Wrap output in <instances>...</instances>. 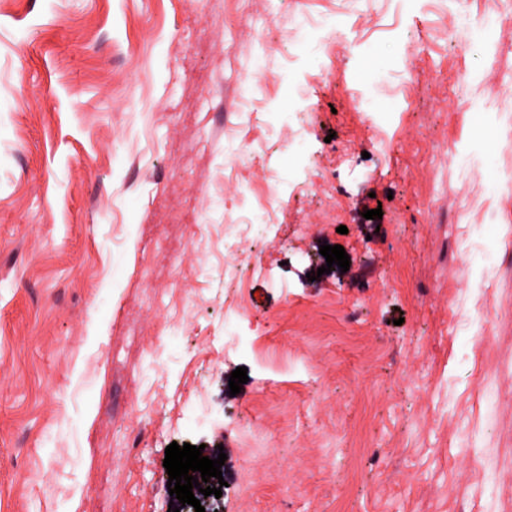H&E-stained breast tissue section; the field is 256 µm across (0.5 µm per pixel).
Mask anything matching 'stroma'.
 I'll list each match as a JSON object with an SVG mask.
<instances>
[{
    "label": "stroma",
    "instance_id": "1",
    "mask_svg": "<svg viewBox=\"0 0 512 512\" xmlns=\"http://www.w3.org/2000/svg\"><path fill=\"white\" fill-rule=\"evenodd\" d=\"M493 9L0 0V512H168L173 443L224 450L223 512H512V32L479 24ZM272 126L260 166L236 165L238 129ZM266 171L288 207L250 226L258 263L225 257L224 216ZM230 172L250 198L217 192ZM324 244L347 272L323 273ZM228 266L248 308L229 335Z\"/></svg>",
    "mask_w": 512,
    "mask_h": 512
}]
</instances>
